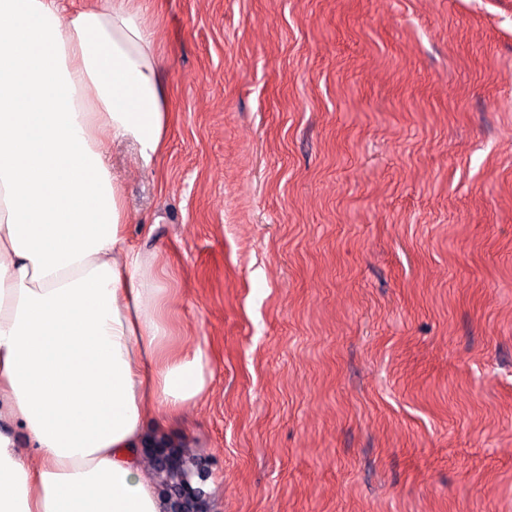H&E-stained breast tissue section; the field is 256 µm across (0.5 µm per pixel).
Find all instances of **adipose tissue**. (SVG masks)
Returning <instances> with one entry per match:
<instances>
[{
    "label": "adipose tissue",
    "instance_id": "obj_1",
    "mask_svg": "<svg viewBox=\"0 0 512 512\" xmlns=\"http://www.w3.org/2000/svg\"><path fill=\"white\" fill-rule=\"evenodd\" d=\"M161 73L136 0H0V512H164L140 449L208 393L104 155L154 167Z\"/></svg>",
    "mask_w": 512,
    "mask_h": 512
}]
</instances>
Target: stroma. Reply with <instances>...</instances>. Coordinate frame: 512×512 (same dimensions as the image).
Segmentation results:
<instances>
[{"mask_svg":"<svg viewBox=\"0 0 512 512\" xmlns=\"http://www.w3.org/2000/svg\"><path fill=\"white\" fill-rule=\"evenodd\" d=\"M143 7L164 149L106 158L210 512H512V0Z\"/></svg>","mask_w":512,"mask_h":512,"instance_id":"stroma-1","label":"stroma"}]
</instances>
